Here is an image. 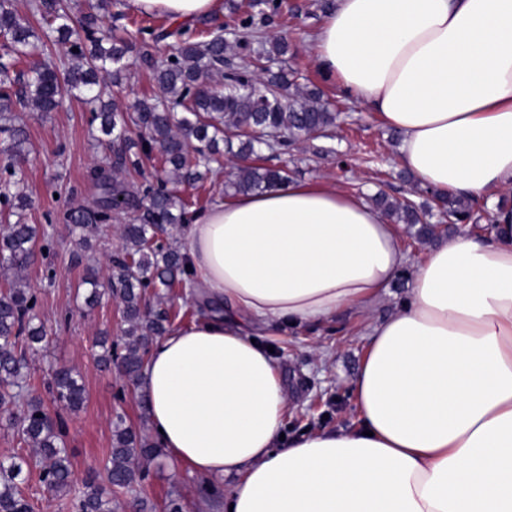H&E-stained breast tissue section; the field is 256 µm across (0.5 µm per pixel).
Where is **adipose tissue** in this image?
Here are the masks:
<instances>
[{
  "label": "adipose tissue",
  "instance_id": "1",
  "mask_svg": "<svg viewBox=\"0 0 512 512\" xmlns=\"http://www.w3.org/2000/svg\"><path fill=\"white\" fill-rule=\"evenodd\" d=\"M191 22L223 0H129ZM319 71L401 137L440 193L489 197V236L414 265L368 322L357 424L284 442L261 336L369 310L409 263L393 224L330 182L228 192L180 233L205 314L148 354L138 395L170 461L228 480L232 512H512V0H336ZM404 271H408L409 275L405 276L403 286L398 287L394 283L392 288L390 289V294L384 296L375 306L372 307V309L368 312V316L373 319H381L384 317H387L394 313L404 301L407 293L408 288V282L410 280V270L405 269L402 272H400L397 276V278L401 275H403ZM396 278V279H397Z\"/></svg>",
  "mask_w": 512,
  "mask_h": 512
}]
</instances>
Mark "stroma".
<instances>
[{
	"mask_svg": "<svg viewBox=\"0 0 512 512\" xmlns=\"http://www.w3.org/2000/svg\"><path fill=\"white\" fill-rule=\"evenodd\" d=\"M323 0H282V15L267 27L266 37H284L298 47L288 56L286 68L295 70L302 84L321 86L326 99L338 112L332 138L307 140L287 154L262 150L260 162L266 166H288L298 181L327 178L337 189L368 196L386 190L396 197L425 201L418 184L399 179L394 159L398 144L392 129L343 96L335 82L324 81L316 69L309 38L326 16ZM17 124L28 134V161L25 165L26 193L30 205L27 223L44 231L52 240L50 251H36L24 270L28 290L38 299L39 321L51 328L45 348L28 352V383L41 389L49 365L78 374L86 391L85 403L64 412L65 445L73 464L70 494H48L38 480V468L24 472L23 496L31 512H73V497L83 489L91 465L103 462L112 448V419L126 415L140 425L144 411L136 385L99 361L96 339L101 333L122 336V304L118 297L102 296L87 315H80L77 288L87 265H97L101 278L109 276V258L122 245L120 228L132 223L133 215L121 213L111 225L99 226L91 237L90 251H80L59 214L66 206H94L98 190L88 176L90 168L105 160L106 154L92 140L90 114L84 104L65 98L58 111L48 117L18 109ZM346 166H339V159ZM264 346L273 347V359L291 403L284 426L286 438L303 432L352 428L357 419L352 381L365 352L362 322L346 316L336 322L309 327L283 336H264ZM226 485L211 482L202 488L201 479L185 464L159 458L139 488L140 496L163 504L169 494H179L183 512H225Z\"/></svg>",
	"mask_w": 512,
	"mask_h": 512,
	"instance_id": "1",
	"label": "stroma"
}]
</instances>
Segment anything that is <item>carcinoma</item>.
Here are the masks:
<instances>
[{
  "label": "carcinoma",
  "mask_w": 512,
  "mask_h": 512,
  "mask_svg": "<svg viewBox=\"0 0 512 512\" xmlns=\"http://www.w3.org/2000/svg\"><path fill=\"white\" fill-rule=\"evenodd\" d=\"M120 0H28L30 17L18 11L16 0H0V133L8 145L0 151L6 163L0 169V268L22 269L38 244L36 227L24 222L25 182L20 166L27 155L28 137L13 124L12 112L21 107L45 116L56 111L64 97L73 96L90 106V122L98 123L103 139L98 144L114 148L112 162L96 166L91 180L100 190L93 208L69 206L63 222L85 243L101 224L112 221V201L138 211L136 223L121 228L122 250L112 263L110 288H102L99 272L86 267L81 281L83 299L92 307L102 291L120 298L128 328L119 342L104 340L102 360L113 363L130 382H137L154 339L164 335L179 313L155 309L163 290L185 284V258L176 246L172 229L189 220L188 203L179 187H201L223 170L224 156L237 163L225 171L224 189L248 193L283 184L286 167H262L250 163L261 146L283 154L303 136L328 137L336 127L337 114L316 86L295 81L294 71L279 67L292 50L283 38L259 39L260 26H268L281 13L278 0H258L262 23L252 13L239 14L241 5L230 2V14L238 16V46L244 65L224 73L229 45L212 30L210 20L192 24L173 23L153 29L139 27L127 36L105 28L112 7ZM176 40L172 58H154L152 43ZM67 47L55 56L52 47ZM135 56L153 76L157 92L122 109L112 101V87L127 78L129 58ZM262 83L267 95L253 94L248 85ZM294 87L288 99L277 96ZM138 151L133 152L131 148ZM156 152L164 168L155 181L137 188L116 179V174L141 173L144 159ZM390 223L415 228L416 239L427 242L437 235L430 222L431 206L383 191L371 197ZM440 215L453 223H478L475 204L469 198L449 195L438 199ZM37 297L14 283L0 294V407L20 397L28 377L26 352L42 342L46 330L35 323ZM53 401L75 410L86 400L85 388L69 369L51 371L47 382ZM20 442L35 450L39 479L52 494L67 491L73 483L71 456L65 446V423L51 413L38 396L28 398L23 413L8 419ZM162 449L128 424L122 415L112 420V449L103 463L112 498L104 496L91 469L83 492L75 499L76 512H121L119 495L133 493L150 473V464ZM28 461L0 462V512H31L21 494L19 480Z\"/></svg>",
  "instance_id": "carcinoma-1"
}]
</instances>
